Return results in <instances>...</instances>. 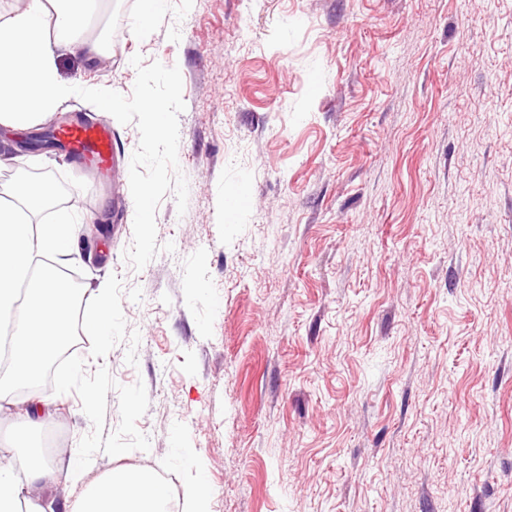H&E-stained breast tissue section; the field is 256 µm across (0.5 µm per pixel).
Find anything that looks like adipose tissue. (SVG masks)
Instances as JSON below:
<instances>
[{
	"instance_id": "adipose-tissue-1",
	"label": "adipose tissue",
	"mask_w": 512,
	"mask_h": 512,
	"mask_svg": "<svg viewBox=\"0 0 512 512\" xmlns=\"http://www.w3.org/2000/svg\"><path fill=\"white\" fill-rule=\"evenodd\" d=\"M91 0H23L0 12V127L25 131L72 96L56 59L70 54L92 61L104 48L88 37ZM0 202V314L11 312L19 294L27 304L11 336L10 374L0 378V402H24L16 385H37L40 369L67 349L69 291L59 267L75 248V219L53 211L51 178L13 183ZM52 211L51 220L34 219ZM169 491L153 473L114 467L86 497L80 512H167Z\"/></svg>"
}]
</instances>
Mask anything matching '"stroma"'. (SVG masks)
<instances>
[{"instance_id":"stroma-1","label":"stroma","mask_w":512,"mask_h":512,"mask_svg":"<svg viewBox=\"0 0 512 512\" xmlns=\"http://www.w3.org/2000/svg\"><path fill=\"white\" fill-rule=\"evenodd\" d=\"M140 9L103 0L106 55L60 58L74 97L0 136V177L93 216L64 270L114 312L104 337L78 305L0 407V463L25 482L22 436L82 464L34 488L54 512L115 466L181 512L200 484L207 512H512V0ZM78 119L111 128L108 178L50 142Z\"/></svg>"}]
</instances>
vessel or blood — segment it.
Here are the masks:
<instances>
[{
	"label": "vessel or blood",
	"mask_w": 512,
	"mask_h": 512,
	"mask_svg": "<svg viewBox=\"0 0 512 512\" xmlns=\"http://www.w3.org/2000/svg\"><path fill=\"white\" fill-rule=\"evenodd\" d=\"M57 139L77 161L91 164L101 173L110 170L114 153L112 130L106 124L78 121L61 128Z\"/></svg>",
	"instance_id": "b4317fda"
}]
</instances>
